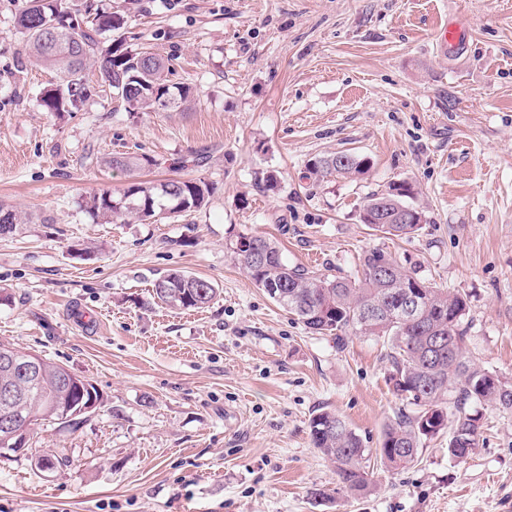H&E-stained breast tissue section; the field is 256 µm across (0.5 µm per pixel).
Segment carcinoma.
<instances>
[{
    "mask_svg": "<svg viewBox=\"0 0 512 512\" xmlns=\"http://www.w3.org/2000/svg\"><path fill=\"white\" fill-rule=\"evenodd\" d=\"M93 5L80 10L71 0H29L15 18L28 35V52L37 62L60 76V83L42 92L41 105L48 112H71L86 99V71H97L101 86L131 114L148 107L166 109L188 102L190 90L165 83V64L149 51L125 47L119 30L122 19L111 12L92 13ZM116 34L105 51L99 37ZM106 167L123 172L132 182L122 191H104L82 199L81 206L108 223L131 216L147 221L164 215L181 217L200 208L209 194L203 182L168 179L137 182L134 173L152 165L146 156L119 155L103 160ZM369 161L353 152H338L315 160L310 173L318 179L331 176L354 179L369 171ZM412 185L374 191L365 197L362 222L374 231L410 239L422 225L414 222L418 207L409 203ZM28 214L0 204V236L13 234ZM230 257L276 304L296 316L312 333L331 336L344 349L352 336L382 342L390 366V389L405 405L386 424L381 447L366 448L359 435L328 409H320L309 421L314 448L332 464L339 490L360 496L374 486L370 471L375 457L388 468L405 469L417 463L427 442L448 436V456L466 458L478 445L482 413L478 406L495 404L512 409V383L474 362L466 352V328L462 319L467 295L438 288L406 270L381 250H369L360 260L361 275L349 277L317 273L304 266L288 265L278 243L263 235L242 233L230 242ZM416 292L420 306L412 318L402 303ZM211 281L173 270L158 278L153 300L177 310L201 309L217 296ZM40 378L17 389L14 409L32 421L74 426L90 398L85 383L73 384L66 394L67 417L48 403L59 397L58 381L65 367L43 360Z\"/></svg>",
    "mask_w": 512,
    "mask_h": 512,
    "instance_id": "obj_1",
    "label": "carcinoma"
}]
</instances>
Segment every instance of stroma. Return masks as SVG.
Wrapping results in <instances>:
<instances>
[{"instance_id": "stroma-1", "label": "stroma", "mask_w": 512, "mask_h": 512, "mask_svg": "<svg viewBox=\"0 0 512 512\" xmlns=\"http://www.w3.org/2000/svg\"><path fill=\"white\" fill-rule=\"evenodd\" d=\"M93 2L194 99L131 114L92 75L79 111H44L58 77L25 51L26 0H0V200L39 218L0 236V342L102 397L77 428L33 425L28 450L0 457V512H512V409L491 404L466 459L442 438L409 468L375 466L370 494L337 491L309 420L333 410L379 447L401 405L384 349L353 337L337 350L227 253L237 234L263 233L289 264L353 276L383 250L467 294L468 354L512 382V0ZM451 24L466 46L449 48ZM346 149L368 158L365 176L311 179V160ZM118 154L152 159L142 181L205 182L207 203L102 223L80 202L127 184L101 163ZM394 181L425 215L408 240L360 220ZM171 270L220 293L201 309L158 306L151 288ZM46 453L67 466L38 468Z\"/></svg>"}]
</instances>
